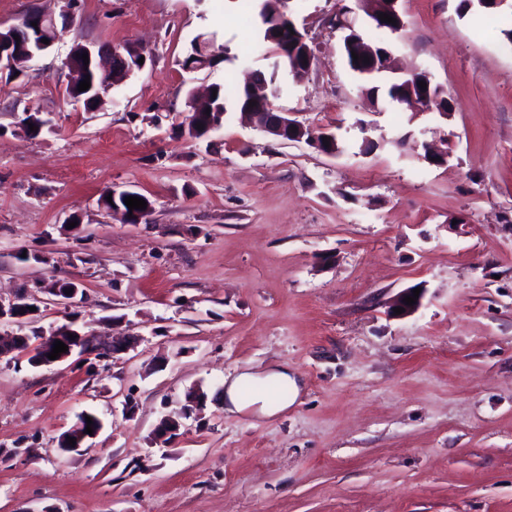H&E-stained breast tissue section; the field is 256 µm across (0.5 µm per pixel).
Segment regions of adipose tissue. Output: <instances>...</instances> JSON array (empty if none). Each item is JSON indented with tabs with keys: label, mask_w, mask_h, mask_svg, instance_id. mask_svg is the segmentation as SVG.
<instances>
[{
	"label": "adipose tissue",
	"mask_w": 512,
	"mask_h": 512,
	"mask_svg": "<svg viewBox=\"0 0 512 512\" xmlns=\"http://www.w3.org/2000/svg\"><path fill=\"white\" fill-rule=\"evenodd\" d=\"M300 382L287 364L255 373L244 370L224 380L223 404L231 414L271 419L286 412L300 396Z\"/></svg>",
	"instance_id": "ef3b65f1"
}]
</instances>
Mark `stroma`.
Masks as SVG:
<instances>
[{"mask_svg":"<svg viewBox=\"0 0 512 512\" xmlns=\"http://www.w3.org/2000/svg\"><path fill=\"white\" fill-rule=\"evenodd\" d=\"M336 4L289 0L315 51L296 83L273 69L258 0H0L2 26L57 24L22 74L0 73V301L38 307L0 336L73 322L136 341L91 364L0 360V512H512V48L458 0H399L405 26L381 38L453 110L374 112ZM199 34L224 51L188 72ZM79 43L152 62L88 111L65 93ZM256 71L277 74L274 108L344 152L236 112L181 136L188 91ZM31 107L48 121L35 137L17 123ZM426 142L445 163L420 160ZM114 191L151 215L126 223L99 203ZM57 279L80 284L75 304L44 292ZM417 287L418 311L393 316ZM279 361L302 384L287 412L215 401L225 376ZM84 413L100 432L63 451Z\"/></svg>","mask_w":512,"mask_h":512,"instance_id":"35a3bbf8","label":"stroma"}]
</instances>
